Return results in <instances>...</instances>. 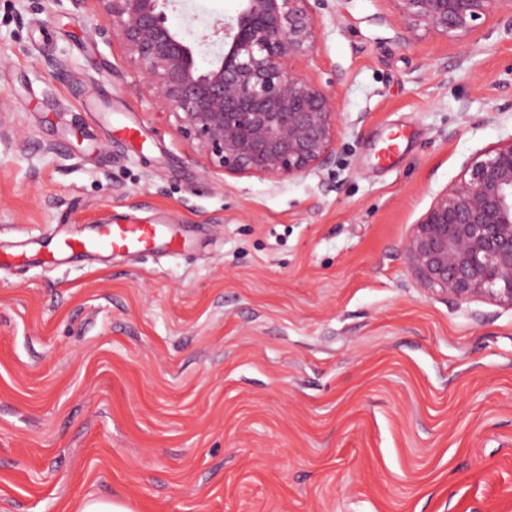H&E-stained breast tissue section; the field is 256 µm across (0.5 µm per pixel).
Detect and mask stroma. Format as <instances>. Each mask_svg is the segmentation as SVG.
<instances>
[{"label": "stroma", "mask_w": 512, "mask_h": 512, "mask_svg": "<svg viewBox=\"0 0 512 512\" xmlns=\"http://www.w3.org/2000/svg\"><path fill=\"white\" fill-rule=\"evenodd\" d=\"M237 9L177 0L168 24L205 65ZM391 12L323 11L299 66L336 93L337 164L272 181L193 151L95 0H0V249L105 220L191 232L0 266V512H512V308L425 292L403 253L512 140V38L492 14L401 42ZM78 512H132V510L120 500L87 497L80 503Z\"/></svg>", "instance_id": "1"}]
</instances>
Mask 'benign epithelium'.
Returning <instances> with one entry per match:
<instances>
[{
    "instance_id": "7a95c632",
    "label": "benign epithelium",
    "mask_w": 512,
    "mask_h": 512,
    "mask_svg": "<svg viewBox=\"0 0 512 512\" xmlns=\"http://www.w3.org/2000/svg\"><path fill=\"white\" fill-rule=\"evenodd\" d=\"M111 17L96 35L119 38L141 71L138 89L227 176L280 180L335 163L336 95L295 62L314 54L327 0H239L213 25L222 49L208 66L167 24L173 0H96ZM398 38L420 29L458 39L496 13L512 35V0H390ZM414 223L403 248L418 287L512 308V140L469 165Z\"/></svg>"
}]
</instances>
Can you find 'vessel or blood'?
Wrapping results in <instances>:
<instances>
[{"label": "vessel or blood", "instance_id": "1", "mask_svg": "<svg viewBox=\"0 0 512 512\" xmlns=\"http://www.w3.org/2000/svg\"><path fill=\"white\" fill-rule=\"evenodd\" d=\"M175 240L164 224H123L104 221L91 226L89 233L67 236L48 250L36 252L41 263H70L102 255H131L170 251Z\"/></svg>", "mask_w": 512, "mask_h": 512}]
</instances>
